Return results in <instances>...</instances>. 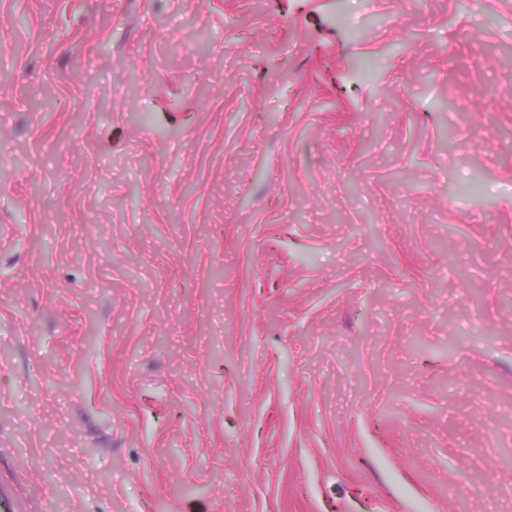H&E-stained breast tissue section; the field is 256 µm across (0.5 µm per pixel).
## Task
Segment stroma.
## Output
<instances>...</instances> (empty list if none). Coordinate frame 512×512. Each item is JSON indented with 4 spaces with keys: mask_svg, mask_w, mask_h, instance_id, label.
Listing matches in <instances>:
<instances>
[{
    "mask_svg": "<svg viewBox=\"0 0 512 512\" xmlns=\"http://www.w3.org/2000/svg\"><path fill=\"white\" fill-rule=\"evenodd\" d=\"M0 512H512V0H0Z\"/></svg>",
    "mask_w": 512,
    "mask_h": 512,
    "instance_id": "obj_1",
    "label": "stroma"
}]
</instances>
